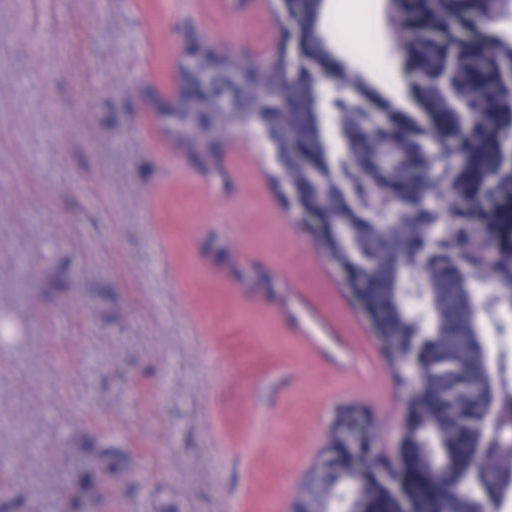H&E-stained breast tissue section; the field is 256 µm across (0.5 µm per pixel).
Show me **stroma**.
<instances>
[{
  "instance_id": "obj_1",
  "label": "stroma",
  "mask_w": 512,
  "mask_h": 512,
  "mask_svg": "<svg viewBox=\"0 0 512 512\" xmlns=\"http://www.w3.org/2000/svg\"><path fill=\"white\" fill-rule=\"evenodd\" d=\"M271 0H0V458L22 512H290L336 409L379 421L404 392L253 136L224 182L179 150L167 97L188 32L238 56L281 30ZM342 41L388 64L386 0H328ZM111 471L81 473L101 438Z\"/></svg>"
}]
</instances>
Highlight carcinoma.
Returning a JSON list of instances; mask_svg holds the SVG:
<instances>
[{
	"label": "carcinoma",
	"mask_w": 512,
	"mask_h": 512,
	"mask_svg": "<svg viewBox=\"0 0 512 512\" xmlns=\"http://www.w3.org/2000/svg\"><path fill=\"white\" fill-rule=\"evenodd\" d=\"M288 27L242 60L206 37L192 53L224 70L222 112L190 87L157 103L167 133L198 163L234 131L259 130L275 182L312 228L407 389L397 462L375 458L377 423L342 407L295 509L308 512H501L512 495V379L492 366L472 286L492 279L486 315L512 310V0H387L403 32L397 55L411 107L384 96L379 74L342 60L326 0H280ZM258 90L263 110L251 108ZM454 146L443 157L439 143ZM448 172L440 186L435 174ZM417 298L422 311L409 299ZM362 435L348 436L359 416ZM374 463L357 468L356 458ZM0 460V512L22 502Z\"/></svg>",
	"instance_id": "carcinoma-1"
}]
</instances>
